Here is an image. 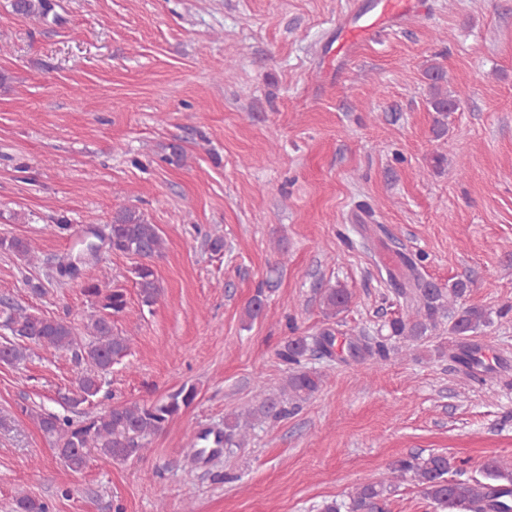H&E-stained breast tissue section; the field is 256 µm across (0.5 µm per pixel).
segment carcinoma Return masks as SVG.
Listing matches in <instances>:
<instances>
[{
	"label": "carcinoma",
	"mask_w": 512,
	"mask_h": 512,
	"mask_svg": "<svg viewBox=\"0 0 512 512\" xmlns=\"http://www.w3.org/2000/svg\"><path fill=\"white\" fill-rule=\"evenodd\" d=\"M12 11L24 18L45 19L51 10L49 0H12ZM428 80L429 104L439 115L435 119L436 136L444 134L440 117L458 108L461 97L448 92V80L443 68L432 64L425 70ZM107 241L112 251L130 256H143L146 262L136 264L131 273L144 306L155 304L160 287L150 260L159 256L163 239L157 225L150 223L139 211L120 206L108 225ZM0 250L10 252L29 265L38 257L28 242L18 237H0ZM403 263L409 271L404 283L395 284V292L403 303V312L386 325L387 335L369 337L353 336L344 341L341 350L345 362L385 361L391 354L402 353L395 341L418 342L432 335L443 321H448V333L453 336H471L481 327L490 324L489 313L478 306L459 302L465 285L456 283L450 288H440L423 280L417 265L405 257ZM83 293L91 298L96 313L87 317L84 332L71 322L48 317L28 310L10 298H0V330L8 338L0 343V360L17 366L26 361L33 348L44 346L72 354L80 373L76 387L63 396L64 404L76 409L97 396L102 388V378L112 369V364L130 350V338L115 330L112 317L124 312L127 295L124 289L110 287L100 282H87ZM351 297L343 288L323 290L320 304L326 317H335L350 304ZM440 355L459 363L474 379H480L478 367L479 348L454 345L448 349L437 348ZM311 353L322 358L338 356L336 336L327 329L315 336H291L277 351L278 358L294 366L285 383L274 392L259 388V401L253 408L224 419V435L217 436L218 446H239L248 435L255 419L272 423L288 418L320 389L319 374L301 368L302 361ZM196 398L193 386H183L149 405L120 403L95 415L80 419L60 417L53 413H38L40 429L54 438L56 454L62 465L78 472L87 464L88 451L114 461L140 458L147 451L151 439L188 407ZM398 477H411L420 494L437 512H512V469L496 458H487L480 464L483 480L459 479L461 467L446 454L429 453L411 455L400 459L392 467ZM396 490L391 480H380L358 487L346 500H333L324 504L322 512H385L386 501ZM15 512H49L46 502L28 494L16 496Z\"/></svg>",
	"instance_id": "1"
}]
</instances>
